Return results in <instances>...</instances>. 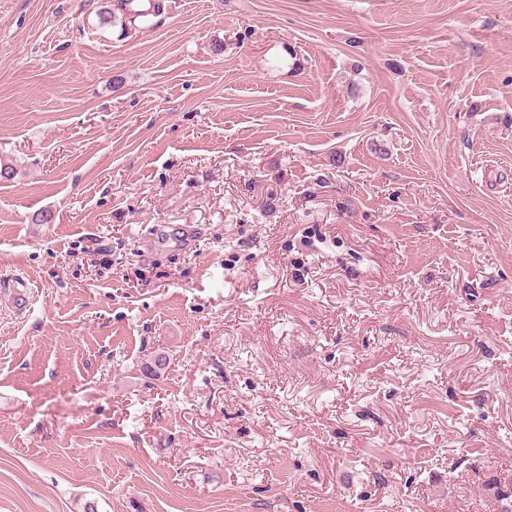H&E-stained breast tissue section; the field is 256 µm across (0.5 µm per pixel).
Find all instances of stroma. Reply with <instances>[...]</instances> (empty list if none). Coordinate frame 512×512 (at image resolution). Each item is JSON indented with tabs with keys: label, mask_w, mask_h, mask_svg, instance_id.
Wrapping results in <instances>:
<instances>
[{
	"label": "stroma",
	"mask_w": 512,
	"mask_h": 512,
	"mask_svg": "<svg viewBox=\"0 0 512 512\" xmlns=\"http://www.w3.org/2000/svg\"><path fill=\"white\" fill-rule=\"evenodd\" d=\"M161 2L0 0V512H500L512 0ZM130 0H117L113 6V12H109L107 15L103 17V20L115 18L116 12L120 13L122 16H125V22L127 21L129 24H135L138 18H146L148 15L157 14L161 11L160 4L156 1H149V8L145 10H137L133 9ZM0 288L2 295L8 298L14 312L24 313L30 309L31 298L23 279H10L7 282L2 279Z\"/></svg>",
	"instance_id": "1"
}]
</instances>
